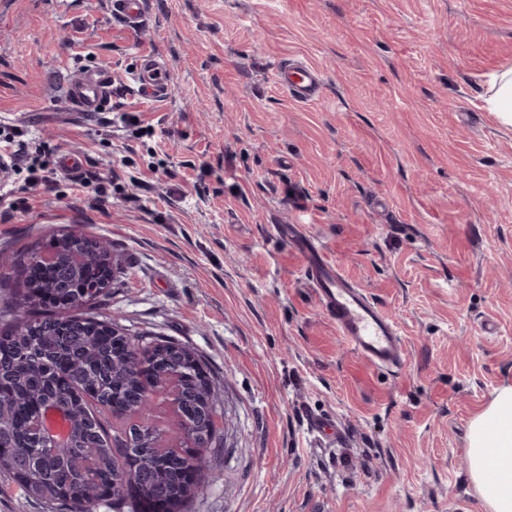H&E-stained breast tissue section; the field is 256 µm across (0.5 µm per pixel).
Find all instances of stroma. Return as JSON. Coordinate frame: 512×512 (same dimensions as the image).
Segmentation results:
<instances>
[{
    "instance_id": "obj_1",
    "label": "stroma",
    "mask_w": 512,
    "mask_h": 512,
    "mask_svg": "<svg viewBox=\"0 0 512 512\" xmlns=\"http://www.w3.org/2000/svg\"><path fill=\"white\" fill-rule=\"evenodd\" d=\"M172 72L139 99L138 52ZM323 74L299 103L279 61ZM112 104L64 106L77 67ZM512 68V0H148L125 32L107 0H0V131L103 180L0 177V265L79 230L112 248L105 310L179 341L216 382L224 446L191 512H480L467 431L512 385V126L486 77ZM303 224L399 328L369 366L271 231ZM325 420L331 434L312 431ZM115 80L107 67H82L79 76L67 88L65 102L86 117H96L112 103Z\"/></svg>"
}]
</instances>
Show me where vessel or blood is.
Listing matches in <instances>:
<instances>
[{"label": "vessel or blood", "mask_w": 512, "mask_h": 512, "mask_svg": "<svg viewBox=\"0 0 512 512\" xmlns=\"http://www.w3.org/2000/svg\"><path fill=\"white\" fill-rule=\"evenodd\" d=\"M111 10L124 30L133 32L145 20L147 0H112ZM274 75L277 85L297 102L313 101L319 94L321 74L310 65L282 60L277 63ZM170 81L171 70L164 60L140 55L131 82L142 99L164 100ZM114 84L109 68L81 69L69 84L65 101L85 116H98L110 106ZM273 231L299 255L304 276L322 312L335 324L337 333L350 349L376 368H400L404 360L402 339L383 307L345 276L304 225L277 224Z\"/></svg>", "instance_id": "b4317fda"}]
</instances>
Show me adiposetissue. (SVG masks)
<instances>
[{
  "label": "adipose tissue",
  "mask_w": 512,
  "mask_h": 512,
  "mask_svg": "<svg viewBox=\"0 0 512 512\" xmlns=\"http://www.w3.org/2000/svg\"><path fill=\"white\" fill-rule=\"evenodd\" d=\"M469 458L482 512H512V385L472 419Z\"/></svg>",
  "instance_id": "obj_1"
}]
</instances>
